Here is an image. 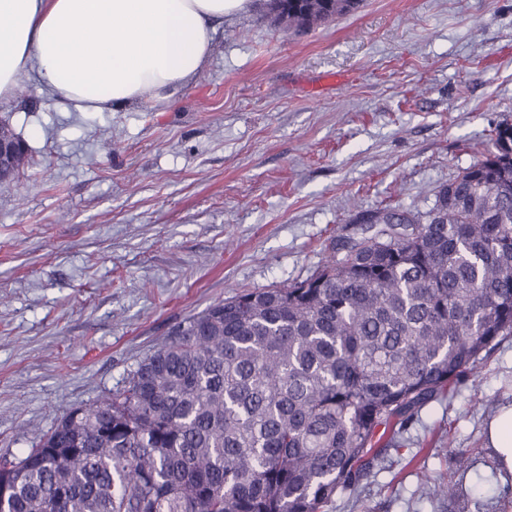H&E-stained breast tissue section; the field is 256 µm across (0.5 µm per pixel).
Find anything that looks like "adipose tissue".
Wrapping results in <instances>:
<instances>
[{
  "label": "adipose tissue",
  "instance_id": "adipose-tissue-1",
  "mask_svg": "<svg viewBox=\"0 0 512 512\" xmlns=\"http://www.w3.org/2000/svg\"><path fill=\"white\" fill-rule=\"evenodd\" d=\"M247 0H0V100L37 77L81 112L167 101L196 78L216 24ZM502 481H512V405L487 426Z\"/></svg>",
  "mask_w": 512,
  "mask_h": 512
}]
</instances>
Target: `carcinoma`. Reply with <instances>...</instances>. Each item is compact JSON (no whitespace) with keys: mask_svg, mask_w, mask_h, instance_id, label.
I'll list each match as a JSON object with an SVG mask.
<instances>
[{"mask_svg":"<svg viewBox=\"0 0 512 512\" xmlns=\"http://www.w3.org/2000/svg\"><path fill=\"white\" fill-rule=\"evenodd\" d=\"M358 7L267 3L289 30ZM357 222L316 274L184 319L123 388L1 458L0 512H324L356 492L402 450L379 428L414 422L512 335V123L428 211ZM418 489L459 491L426 469Z\"/></svg>","mask_w":512,"mask_h":512,"instance_id":"1","label":"carcinoma"}]
</instances>
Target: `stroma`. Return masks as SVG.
<instances>
[{
    "label": "stroma",
    "instance_id": "stroma-1",
    "mask_svg": "<svg viewBox=\"0 0 512 512\" xmlns=\"http://www.w3.org/2000/svg\"><path fill=\"white\" fill-rule=\"evenodd\" d=\"M1 120L30 148L0 185V455H19L176 322L313 275L358 212L431 207L512 122V0H364L290 31L248 0L168 106L79 112L31 78ZM508 403L512 336L325 512H512L483 437ZM420 464L462 495L421 499Z\"/></svg>",
    "mask_w": 512,
    "mask_h": 512
}]
</instances>
